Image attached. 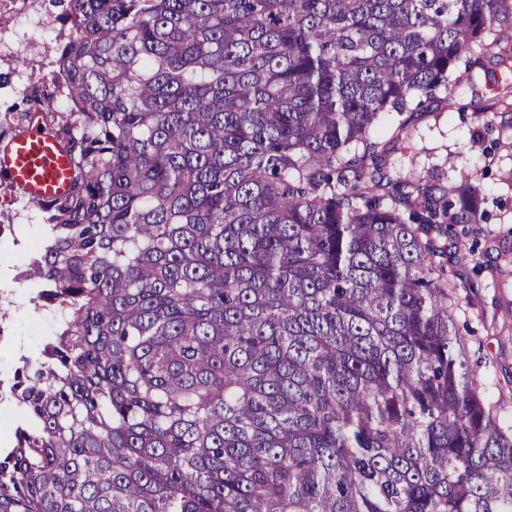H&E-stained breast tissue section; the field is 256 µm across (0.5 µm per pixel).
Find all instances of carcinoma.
I'll list each match as a JSON object with an SVG mask.
<instances>
[{"mask_svg": "<svg viewBox=\"0 0 512 512\" xmlns=\"http://www.w3.org/2000/svg\"><path fill=\"white\" fill-rule=\"evenodd\" d=\"M40 5L73 179L19 280L68 319L15 377L0 512H512L439 241L479 190L372 138L511 61L512 0Z\"/></svg>", "mask_w": 512, "mask_h": 512, "instance_id": "1", "label": "carcinoma"}]
</instances>
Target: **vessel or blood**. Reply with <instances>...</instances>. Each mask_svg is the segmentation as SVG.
I'll list each match as a JSON object with an SVG mask.
<instances>
[{"instance_id": "obj_1", "label": "vessel or blood", "mask_w": 512, "mask_h": 512, "mask_svg": "<svg viewBox=\"0 0 512 512\" xmlns=\"http://www.w3.org/2000/svg\"><path fill=\"white\" fill-rule=\"evenodd\" d=\"M71 172L67 145L39 127L0 142V179L13 184L30 201L66 195Z\"/></svg>"}]
</instances>
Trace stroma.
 Returning <instances> with one entry per match:
<instances>
[{
	"instance_id": "35a3bbf8",
	"label": "stroma",
	"mask_w": 512,
	"mask_h": 512,
	"mask_svg": "<svg viewBox=\"0 0 512 512\" xmlns=\"http://www.w3.org/2000/svg\"><path fill=\"white\" fill-rule=\"evenodd\" d=\"M495 58L474 68L475 82L461 81L440 91L433 109L404 121L385 113L375 131L388 143L390 173L445 187L475 177L485 219L457 227L449 248L448 280L458 307L454 322L468 340L471 364L502 423L512 424V88L486 80ZM402 141L392 136L399 123ZM14 336L0 347V376L10 377L24 361H37L42 344L62 320L60 313L35 309L24 288H16L11 308Z\"/></svg>"
}]
</instances>
